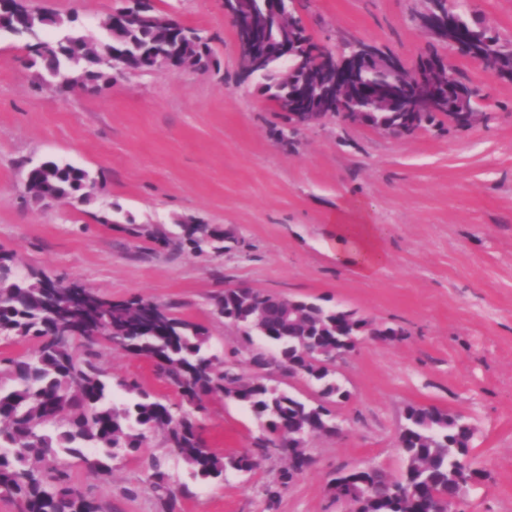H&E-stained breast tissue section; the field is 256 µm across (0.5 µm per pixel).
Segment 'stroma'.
<instances>
[{"mask_svg":"<svg viewBox=\"0 0 512 512\" xmlns=\"http://www.w3.org/2000/svg\"><path fill=\"white\" fill-rule=\"evenodd\" d=\"M31 3L75 16L77 31L97 38L100 21L125 0ZM154 4L209 36L208 69L157 68L60 92L30 64L22 40L0 35V251L15 253L22 272L79 281L112 300L173 306L207 327L211 353L246 378L258 376L252 357L269 347L216 313L214 298L230 285L318 298L404 337L363 336L336 364L349 393L332 408L342 432L308 440L309 467L275 505L263 488L283 458L197 480L159 431L141 453L117 450L105 480L69 458L74 482L101 512H164L145 464L155 455L174 494L171 512H345L332 480L371 466L401 477L405 410L435 406L468 419L486 472L457 512H512V82L453 56L454 73L482 90L483 118L469 129L435 125L391 138L335 118L284 143L257 80L238 67L223 0ZM296 4L328 51L370 41L411 64L428 49L412 20L420 0ZM45 160L87 170L84 196L33 201L23 164ZM352 200L366 207L387 255L369 277L326 246L337 225L354 222L345 209ZM188 219L224 226L237 246L195 253L153 241ZM94 349L114 404L127 400L125 381L179 402L152 361L101 340ZM205 404L207 448L255 451L263 430L247 407L219 396Z\"/></svg>","mask_w":512,"mask_h":512,"instance_id":"1","label":"stroma"}]
</instances>
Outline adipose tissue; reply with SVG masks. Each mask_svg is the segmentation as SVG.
<instances>
[{
	"instance_id": "1",
	"label": "adipose tissue",
	"mask_w": 512,
	"mask_h": 512,
	"mask_svg": "<svg viewBox=\"0 0 512 512\" xmlns=\"http://www.w3.org/2000/svg\"><path fill=\"white\" fill-rule=\"evenodd\" d=\"M356 217V223L337 225L328 247L337 260L369 275L384 264L386 254L364 212H357Z\"/></svg>"
}]
</instances>
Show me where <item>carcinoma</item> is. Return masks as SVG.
Returning <instances> with one entry per match:
<instances>
[{
	"instance_id": "carcinoma-1",
	"label": "carcinoma",
	"mask_w": 512,
	"mask_h": 512,
	"mask_svg": "<svg viewBox=\"0 0 512 512\" xmlns=\"http://www.w3.org/2000/svg\"><path fill=\"white\" fill-rule=\"evenodd\" d=\"M293 2L283 0L281 14L273 15L266 13L264 0H250L252 15L263 21L267 38L278 41L288 35V9ZM448 5L456 21L449 39L473 38L486 58L512 62V45L498 36L484 41L490 28L467 9L464 0H448ZM20 8L42 29L66 28L75 22L73 17L35 10L25 0ZM149 12L148 20L112 26L106 47L113 57L148 48L156 55H177L197 68L208 67V38L158 14L152 5ZM83 49L59 39L25 46L29 58L49 76L72 59L86 61ZM255 77L261 80L262 92L276 102L287 90L299 89L303 69L293 60L274 57ZM105 79V71L87 64L76 86L85 89ZM87 180L86 170L50 160L32 175L28 194L37 202L66 197L81 191ZM179 228L174 240L165 234L153 239L163 247L175 241L201 253L205 245L222 251L224 240L232 238L220 225L186 223ZM16 264L14 254L0 252V337L34 340L36 350L0 360V378L9 381L0 383V493L19 498L24 512H100L97 501L73 482L63 457H78L90 472L106 476L112 472V449L137 452L145 432L157 430L195 479H218L228 470L252 472L264 455L288 458V467L265 487L266 499L273 502L310 464L300 431L310 426L319 435L339 433L329 404L347 391L327 366L336 354V328L354 326L355 336L367 333L384 341L403 336L390 327L371 329L355 312L315 300L292 301L252 288L224 289L215 299L218 314L237 323L246 336L268 332L277 356L258 358L256 364L308 376L320 387L319 403H308L269 385L262 376L244 379L224 368L218 356L207 353V328L176 316L170 305L164 307V317L150 301L108 300L79 282L52 297L47 284L53 278L35 270L20 274ZM72 295L84 301L82 309L70 313L79 334L62 337L48 309ZM103 318L112 335L120 337L121 348L155 362L177 387L179 405L154 399L134 382L122 384L129 395L122 406L112 403V389L96 362L97 353L89 349L80 356L75 350L77 343L95 339L91 330ZM213 393L243 403L265 422L264 434L258 438L262 454L225 457L204 446L194 409L206 410L203 398ZM472 438L473 428L462 416L432 406H410L398 438L402 478L394 479L382 469L355 470L336 478L332 489L359 503L358 512H452L465 488L483 477L472 455ZM87 448L94 452H85ZM148 467L153 471V488L167 508L162 496L166 474L154 457Z\"/></svg>"
}]
</instances>
